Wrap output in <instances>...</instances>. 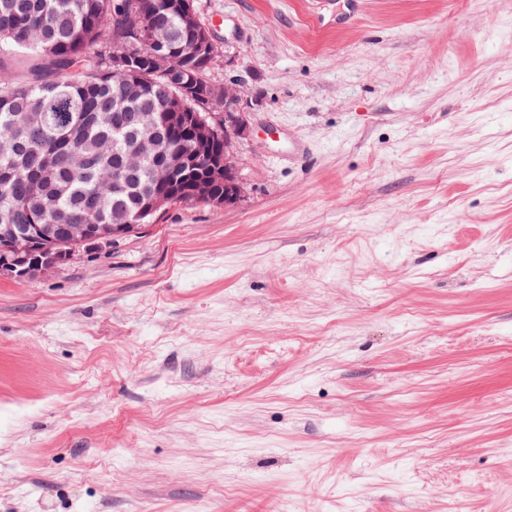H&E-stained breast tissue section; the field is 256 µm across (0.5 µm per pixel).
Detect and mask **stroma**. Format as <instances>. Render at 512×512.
Masks as SVG:
<instances>
[{"label": "stroma", "instance_id": "obj_1", "mask_svg": "<svg viewBox=\"0 0 512 512\" xmlns=\"http://www.w3.org/2000/svg\"><path fill=\"white\" fill-rule=\"evenodd\" d=\"M242 197L0 278V512H512V0H194Z\"/></svg>", "mask_w": 512, "mask_h": 512}]
</instances>
